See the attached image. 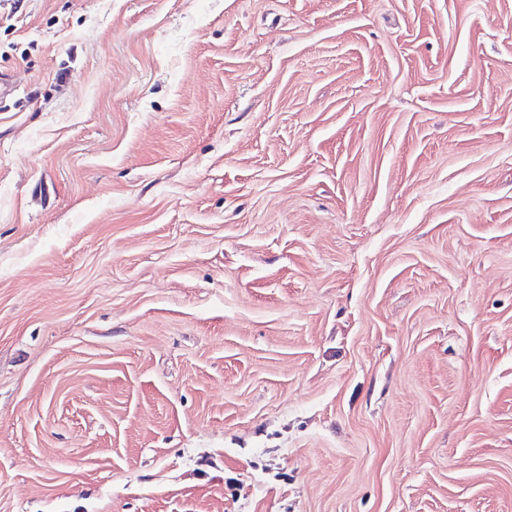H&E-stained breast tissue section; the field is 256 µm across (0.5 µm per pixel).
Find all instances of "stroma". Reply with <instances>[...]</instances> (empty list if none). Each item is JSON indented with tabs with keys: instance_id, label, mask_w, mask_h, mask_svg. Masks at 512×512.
<instances>
[{
	"instance_id": "1",
	"label": "stroma",
	"mask_w": 512,
	"mask_h": 512,
	"mask_svg": "<svg viewBox=\"0 0 512 512\" xmlns=\"http://www.w3.org/2000/svg\"><path fill=\"white\" fill-rule=\"evenodd\" d=\"M0 512H512V0H0Z\"/></svg>"
}]
</instances>
